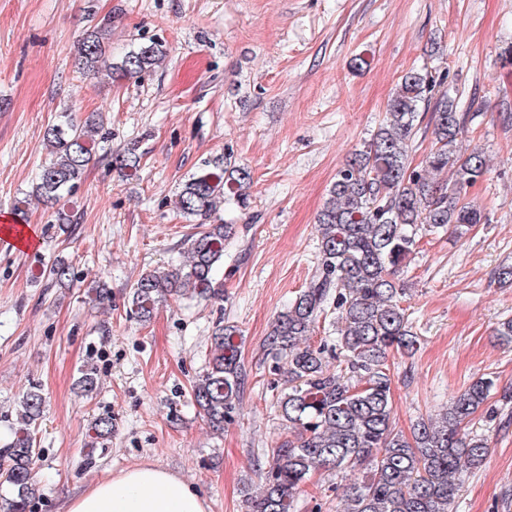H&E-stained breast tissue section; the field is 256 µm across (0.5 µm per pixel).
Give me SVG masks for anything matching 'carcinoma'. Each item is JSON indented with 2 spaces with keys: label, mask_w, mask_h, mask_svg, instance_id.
Returning a JSON list of instances; mask_svg holds the SVG:
<instances>
[{
  "label": "carcinoma",
  "mask_w": 512,
  "mask_h": 512,
  "mask_svg": "<svg viewBox=\"0 0 512 512\" xmlns=\"http://www.w3.org/2000/svg\"><path fill=\"white\" fill-rule=\"evenodd\" d=\"M110 23H97L79 41L78 68L85 75L105 70L116 82L138 80L168 56L165 42L142 38L119 60L108 48ZM445 76L425 69L405 72L386 106L383 120L363 149L338 170L319 212L320 258L314 274L264 340L275 370L288 383L277 408L291 436L272 449V465L260 492L247 499L248 512H297V500L319 471H360L336 512H449L462 473L486 458L487 440L469 432L471 417L485 403L494 380L480 378L457 395L437 418H419L410 435L393 427L392 352L415 355L420 342L401 306L399 280L417 246V231L450 229L461 236L484 216L466 198L467 189L487 172L484 152L457 150L467 116L456 98L441 93ZM433 104L432 142L421 163L413 164L412 141L421 105ZM100 120L69 114L44 132L49 155L32 195L45 206L57 204L81 180L93 159ZM142 155L133 143L115 163L132 175ZM250 172L225 158L209 159L184 184L176 208L203 227L192 240L186 263L167 272H148L130 288L129 313L150 319L167 296L216 298L224 276V244L234 225L218 217V204H249ZM70 266L59 260L47 278L62 284ZM336 310V357L345 368L332 371L324 347L310 343L319 319ZM237 328L217 326L207 371L193 385L199 414L213 430L224 429L240 402L246 378ZM44 398L33 387L23 395L18 428L0 448V468L15 492L7 512H27L39 496L34 469L39 460L33 431Z\"/></svg>",
  "instance_id": "obj_1"
}]
</instances>
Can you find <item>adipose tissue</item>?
I'll return each instance as SVG.
<instances>
[{
	"label": "adipose tissue",
	"mask_w": 512,
	"mask_h": 512,
	"mask_svg": "<svg viewBox=\"0 0 512 512\" xmlns=\"http://www.w3.org/2000/svg\"><path fill=\"white\" fill-rule=\"evenodd\" d=\"M63 512H209L207 501L177 475L152 464L120 471L66 500Z\"/></svg>",
	"instance_id": "1"
}]
</instances>
